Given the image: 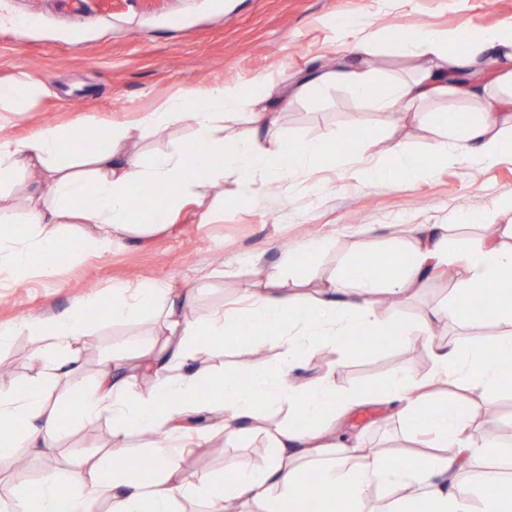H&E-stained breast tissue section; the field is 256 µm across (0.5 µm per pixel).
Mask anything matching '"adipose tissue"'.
Wrapping results in <instances>:
<instances>
[{"label":"adipose tissue","instance_id":"1","mask_svg":"<svg viewBox=\"0 0 512 512\" xmlns=\"http://www.w3.org/2000/svg\"><path fill=\"white\" fill-rule=\"evenodd\" d=\"M338 30L346 53L336 66L296 82L275 103L266 96L243 98L237 87L224 84L189 89L164 99L134 125L109 127L106 139L88 150L71 147L69 131L54 126L41 127L22 140L0 129V274L19 278L37 270L53 275L62 235L74 224L89 254L109 251L129 237L166 230L186 201L198 199L202 188L220 183L228 173L248 188L263 172L267 186L284 191L293 177L331 159L335 145L308 140L293 146L268 140L267 132L281 110L339 82L377 112H419L431 103L445 105L430 115L436 137L426 145V163H416L410 147L397 142L388 150L387 163L363 168L366 180L380 181L397 171L413 183L449 163L485 169L512 157V23L481 28L469 37L426 26L393 35L372 30L365 18L350 17ZM381 41L389 43L407 71L388 75L378 86L370 69L374 46ZM43 94L40 84L17 74L0 82V112L30 111ZM241 109L248 112L249 133L225 136V114ZM174 126L189 127L191 139L144 159L140 141ZM27 172L38 175L39 187L25 182ZM137 185L163 189L162 206L135 209L130 190ZM447 260L448 227L434 224L418 229L409 253L387 259L381 267L360 264L357 277L339 274L306 302L287 287L292 256L285 251L279 265L267 270L264 286L250 292L243 305L226 306L220 317L187 319L192 290L151 282L131 297L117 286L110 303L89 296L65 314L0 329L6 336L40 337L43 344L36 357L45 365L60 363L71 341L86 334L88 311L101 305L115 322L134 321L161 305L173 338L165 365L153 366L148 354L137 357V364L153 366L154 371L151 386L133 395H123L121 380L110 378L64 402L52 401L36 378L0 387L4 450L50 448L75 420L104 413L112 417V446L91 472L77 468L62 481L47 475L33 489L17 494L5 512H93L104 495L110 499V512H173L177 500L192 496L207 500L212 512H237L243 501L257 505L260 512H305L308 501L326 506L339 488L346 491L344 512H364L378 489L392 495L386 512H512V486L492 494L481 490L485 476L475 464L491 451L487 438L475 434L473 413L460 410L455 398L437 393L441 386L473 388L487 396L500 390L502 362L512 360V291L483 308V319L504 330L487 336L482 345L464 348L434 333L442 323L470 321L471 297L512 281V245L484 241L470 246L465 253L467 275L457 282L450 305L418 323L395 320L376 300L382 286L403 292L435 275ZM246 323L262 335L278 337L279 361L248 364L242 379L221 373L200 376L194 367L197 338L206 336L220 344L239 338ZM356 329L401 343L425 340L430 375L420 378L399 371L376 396L394 408L400 423H421L430 453L393 461L380 450L336 435L334 422L366 399L365 394L337 388L333 375L348 358L345 339ZM316 352L331 354L330 372L312 381L299 380L295 370L300 361ZM204 383L220 396V403L200 394ZM282 402L305 424L269 431L273 455L263 470L232 462L224 479L213 481L172 468L175 434L190 414H216L225 440L233 441L245 429L259 428L270 407ZM134 433L160 436L152 451L159 468L145 482L131 481L120 465L128 453L124 441ZM309 466L317 475L312 484L304 479Z\"/></svg>","mask_w":512,"mask_h":512}]
</instances>
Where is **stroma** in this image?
I'll list each match as a JSON object with an SVG mask.
<instances>
[{"instance_id":"stroma-1","label":"stroma","mask_w":512,"mask_h":512,"mask_svg":"<svg viewBox=\"0 0 512 512\" xmlns=\"http://www.w3.org/2000/svg\"><path fill=\"white\" fill-rule=\"evenodd\" d=\"M0 14L9 18L0 25V80L23 72L48 90L8 127L14 137L25 138L45 125L82 127L90 115L103 125H130L140 112L193 87L234 83L244 96L262 90L277 98L298 78L342 56V17L362 15L385 30L431 26L465 33L512 21V0H410L398 14L380 13L376 0H0ZM263 75L270 81L261 87L257 79ZM359 128L374 132L366 158L373 161L385 158L392 142L413 147L433 135L423 116L373 111L339 84L281 112L268 137L294 145L310 139L345 145ZM366 160L339 159L333 168L295 178L287 196L266 190L255 203L244 201V188L225 178L222 209L189 203L169 231L124 241L100 255L80 253L79 231L70 227L63 248L71 256L52 277L37 271L19 283L0 277V324L58 315L88 295L111 296L116 282L134 292L151 281H168L194 289L192 315L219 312L259 288L284 248L293 254L288 282L308 300L356 260L407 252L414 225H449L453 253L484 240L485 225H512V159L484 171L465 163L442 167L413 185L396 177L363 181ZM314 240L328 242V249L310 253L305 245ZM465 274L462 261H450L442 275L402 295L396 317L416 323L447 305ZM166 342L161 310L124 323L109 322L99 311L87 335L72 341L60 370L34 369L36 339L10 337L0 360L13 370L0 375V386L37 377L59 399L98 382L114 351L159 349ZM375 342L365 356L349 358L337 370L338 388L374 391L404 368L420 377L429 374L424 341L379 336ZM257 351L269 363L280 355L276 339L251 334L222 346L206 343L196 367L239 376ZM341 427L371 448L394 453L411 447L383 404L357 408ZM111 431L108 416L78 422L56 447L26 453L28 470L22 474L14 468V454L0 452V503L33 488L48 472L63 476L74 463H91L110 447ZM208 445L206 454H174L173 465L187 475L218 478L228 460L260 470L272 453L254 432L228 446L218 431Z\"/></svg>"}]
</instances>
